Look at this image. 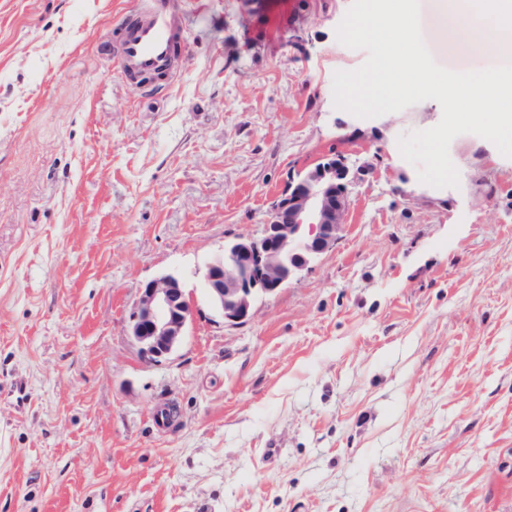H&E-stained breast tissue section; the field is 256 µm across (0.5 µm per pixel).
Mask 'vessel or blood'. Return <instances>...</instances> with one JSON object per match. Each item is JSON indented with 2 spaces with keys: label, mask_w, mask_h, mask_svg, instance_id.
Returning <instances> with one entry per match:
<instances>
[{
  "label": "vessel or blood",
  "mask_w": 512,
  "mask_h": 512,
  "mask_svg": "<svg viewBox=\"0 0 512 512\" xmlns=\"http://www.w3.org/2000/svg\"><path fill=\"white\" fill-rule=\"evenodd\" d=\"M178 0H142L137 12L117 19L110 32L114 64L133 93L168 90L186 49Z\"/></svg>",
  "instance_id": "b4317fda"
}]
</instances>
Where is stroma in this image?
Listing matches in <instances>:
<instances>
[{"label": "stroma", "mask_w": 512, "mask_h": 512, "mask_svg": "<svg viewBox=\"0 0 512 512\" xmlns=\"http://www.w3.org/2000/svg\"><path fill=\"white\" fill-rule=\"evenodd\" d=\"M138 0H0V512H512V163L456 136L458 187L333 105L368 54L352 0H187L169 93L134 96L103 35ZM440 66L481 71L435 0ZM360 174L335 247L231 325L202 287L291 176ZM193 309L147 360L143 284ZM192 319L180 277L163 274L145 282L129 324V334L142 354L159 362L179 347Z\"/></svg>", "instance_id": "1"}]
</instances>
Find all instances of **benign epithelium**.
Instances as JSON below:
<instances>
[{
  "instance_id": "obj_1",
  "label": "benign epithelium",
  "mask_w": 512,
  "mask_h": 512,
  "mask_svg": "<svg viewBox=\"0 0 512 512\" xmlns=\"http://www.w3.org/2000/svg\"><path fill=\"white\" fill-rule=\"evenodd\" d=\"M350 184L346 157L332 153L271 202L260 237L225 245L204 274L208 298L224 321L244 323L259 296L276 292L336 245L349 213ZM191 319L180 277L163 274L143 284L129 334L146 358L159 362L179 347Z\"/></svg>"
}]
</instances>
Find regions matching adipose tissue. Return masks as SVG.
<instances>
[{"instance_id":"adipose-tissue-1","label":"adipose tissue","mask_w":512,"mask_h":512,"mask_svg":"<svg viewBox=\"0 0 512 512\" xmlns=\"http://www.w3.org/2000/svg\"><path fill=\"white\" fill-rule=\"evenodd\" d=\"M445 16L464 47L470 51L496 49L499 54H512V0H497L486 15L472 11L466 0H449Z\"/></svg>"}]
</instances>
